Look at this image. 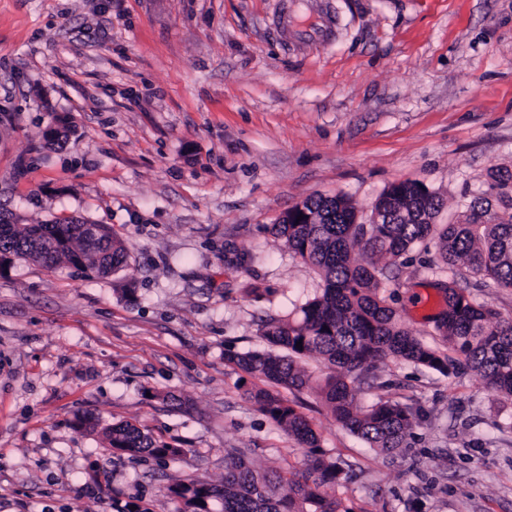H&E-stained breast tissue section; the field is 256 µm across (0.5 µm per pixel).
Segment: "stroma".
Wrapping results in <instances>:
<instances>
[{"label":"stroma","instance_id":"stroma-1","mask_svg":"<svg viewBox=\"0 0 512 512\" xmlns=\"http://www.w3.org/2000/svg\"><path fill=\"white\" fill-rule=\"evenodd\" d=\"M315 21L329 43L305 37ZM59 116L71 130L47 144ZM501 168L512 0H0V208L106 224L128 249L107 277L18 258L0 270V512H106L112 498L178 512L169 486L222 484L232 448L304 470L224 359L264 350V320L323 286L273 224L339 193L368 220L405 179L439 194L450 224ZM447 271L417 246L382 288L433 345L445 300L431 281ZM283 396L341 464L329 493L350 512H512V400L478 374L392 358L363 380L362 404L418 416L388 456L316 390ZM119 422L182 455L110 448Z\"/></svg>","mask_w":512,"mask_h":512}]
</instances>
